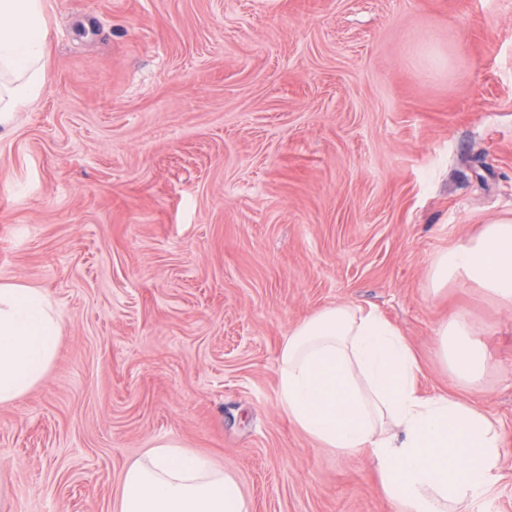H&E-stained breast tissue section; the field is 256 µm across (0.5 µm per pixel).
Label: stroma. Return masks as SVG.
I'll return each mask as SVG.
<instances>
[{"instance_id":"35a3bbf8","label":"stroma","mask_w":512,"mask_h":512,"mask_svg":"<svg viewBox=\"0 0 512 512\" xmlns=\"http://www.w3.org/2000/svg\"><path fill=\"white\" fill-rule=\"evenodd\" d=\"M49 84L0 132V280L62 318L39 386L0 406V512H117L173 439L250 512H398L367 454L278 401L290 331L374 308L422 396L503 432L469 512H512V309L433 261L512 217V0H45ZM492 357L469 386L437 325ZM440 355L458 381L473 384L490 366L491 358L462 313L441 321L435 330Z\"/></svg>"}]
</instances>
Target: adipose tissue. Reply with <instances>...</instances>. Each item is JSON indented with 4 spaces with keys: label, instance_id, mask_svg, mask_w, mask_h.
Segmentation results:
<instances>
[{
    "label": "adipose tissue",
    "instance_id": "adipose-tissue-1",
    "mask_svg": "<svg viewBox=\"0 0 512 512\" xmlns=\"http://www.w3.org/2000/svg\"><path fill=\"white\" fill-rule=\"evenodd\" d=\"M44 0H0V129L43 93L48 74ZM462 279L512 307V218L439 255L429 288ZM62 316L49 294L0 281V406L37 387L55 362ZM440 355L472 384L491 358L460 313L435 330ZM420 364L382 313L350 303L325 307L291 331L280 353L278 399L322 447L367 453L399 512H467L498 466L502 434L454 397L421 396ZM118 512H249L236 480L172 440L124 472Z\"/></svg>",
    "mask_w": 512,
    "mask_h": 512
}]
</instances>
